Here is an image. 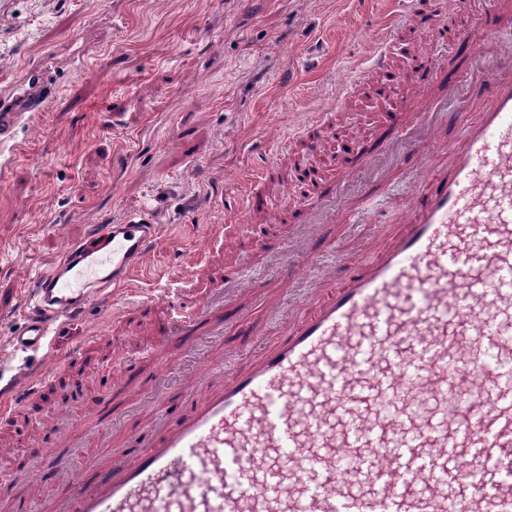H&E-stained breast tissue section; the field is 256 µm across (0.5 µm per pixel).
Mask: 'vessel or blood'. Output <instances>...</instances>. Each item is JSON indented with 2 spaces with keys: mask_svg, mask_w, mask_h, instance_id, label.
<instances>
[{
  "mask_svg": "<svg viewBox=\"0 0 512 512\" xmlns=\"http://www.w3.org/2000/svg\"><path fill=\"white\" fill-rule=\"evenodd\" d=\"M488 17L492 32L511 28L512 0H490ZM411 64L425 87L452 93L463 79L428 51ZM481 79V111L443 116L464 126L462 141H417L404 155L417 179L395 245L382 246L370 267L341 261L322 273L324 294L249 371L228 374L223 360L207 359L203 381L182 394L184 412L163 413L116 443L104 397L105 415L93 418L102 461L76 466L74 437L46 427L54 455L43 477H73L65 495L43 498L42 512H512V66ZM58 91L39 66L0 97V154L20 153ZM428 118L383 124L340 180L298 171L292 207L276 212V223L300 222L308 199L335 220L342 184ZM159 239L141 209L70 243L34 277L12 349L43 348L53 323L129 286ZM231 278L188 261L179 285L142 310L180 306L166 333L191 348L200 327L220 336L224 326L187 284L212 291ZM70 362L52 357L40 374L0 388V419L17 441L28 433L18 412ZM128 364L150 380L167 357L158 347L151 362ZM0 504L32 512L9 482H0Z\"/></svg>",
  "mask_w": 512,
  "mask_h": 512,
  "instance_id": "1",
  "label": "vessel or blood"
}]
</instances>
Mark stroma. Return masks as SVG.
I'll return each instance as SVG.
<instances>
[{
  "instance_id": "stroma-1",
  "label": "stroma",
  "mask_w": 512,
  "mask_h": 512,
  "mask_svg": "<svg viewBox=\"0 0 512 512\" xmlns=\"http://www.w3.org/2000/svg\"><path fill=\"white\" fill-rule=\"evenodd\" d=\"M448 0H421L412 24L394 33L392 70L408 104L421 95L415 74L405 73L406 48L431 39L434 15ZM394 0H0V91L31 66L53 59L64 73L62 89L25 149L0 174V347L21 328L27 311L26 278L55 265L72 240L98 224L122 223L127 212L151 209L161 239L131 289L112 294L58 327L46 349L18 351L0 362V386L43 371L47 352L70 353L87 337L112 354L110 366L70 368L91 392L115 390L120 404L114 439L142 426L163 406L178 407L184 371L222 354L230 368H247L260 352L249 337L224 333V349L211 337L173 357L171 375L132 379L126 355L156 343L142 326L113 325V310L155 296L177 277L194 251L213 249L225 269H245L234 295L247 320L266 325L274 342L281 315L271 312L266 289L280 287L283 304L305 305L304 281L281 287L282 255L261 247L250 224L266 223L271 238L288 241L287 253L305 256L312 241L335 240L321 261L340 253L362 265L375 225L398 232L399 211L412 193L401 169L407 143L378 156L345 188L337 207L375 188L379 204L367 224H267L247 215L243 195L262 178L272 209L283 205L282 179L298 158L294 130L313 112L330 110L332 131L366 147L387 113L372 100L380 72L368 70L374 46L386 31ZM488 0H465L453 18L479 50L469 72L498 65L482 49L485 35L474 14ZM59 383L26 408L35 427L58 415L84 417L82 405H61ZM49 447L16 445L0 428V476L18 459L45 466Z\"/></svg>"
}]
</instances>
